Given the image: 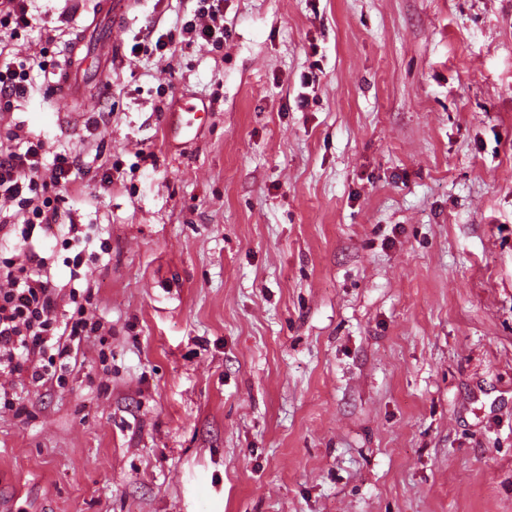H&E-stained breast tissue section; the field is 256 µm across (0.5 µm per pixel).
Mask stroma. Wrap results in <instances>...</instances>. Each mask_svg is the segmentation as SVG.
Here are the masks:
<instances>
[{
  "mask_svg": "<svg viewBox=\"0 0 512 512\" xmlns=\"http://www.w3.org/2000/svg\"><path fill=\"white\" fill-rule=\"evenodd\" d=\"M101 2L0 42L35 61L0 152L79 156L34 244L63 286L93 225L101 324L65 388L16 379L0 512H512V0H223L220 45L136 0L52 99ZM181 94L213 110L175 153ZM108 8L101 10L96 14L86 31H102L105 25L112 26V35L107 32L100 36L94 44L90 55H83L85 40L83 36L75 37L67 53L64 54L65 61L61 68L63 76L61 80L54 85L55 95L74 102H81L84 97V89L88 81L92 78H102L105 71H112V59L116 46L119 44L116 32L119 28L120 18L126 16L131 7L132 1L129 0H110ZM83 32V33H85ZM79 54L78 63L74 66L72 57ZM93 62L95 66H92Z\"/></svg>",
  "mask_w": 512,
  "mask_h": 512,
  "instance_id": "stroma-1",
  "label": "stroma"
}]
</instances>
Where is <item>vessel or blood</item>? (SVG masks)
I'll list each match as a JSON object with an SVG mask.
<instances>
[{
  "instance_id": "b4317fda",
  "label": "vessel or blood",
  "mask_w": 512,
  "mask_h": 512,
  "mask_svg": "<svg viewBox=\"0 0 512 512\" xmlns=\"http://www.w3.org/2000/svg\"><path fill=\"white\" fill-rule=\"evenodd\" d=\"M130 7V0H110L108 8L93 17L89 24L90 29L118 25L120 18L126 16ZM84 44L83 37L73 39L68 50L69 58L62 67L63 76L54 86L56 95L63 99L82 101L88 81L104 76L112 68V59L118 44L116 35L100 36L89 54L84 53Z\"/></svg>"
}]
</instances>
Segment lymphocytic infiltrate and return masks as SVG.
I'll return each mask as SVG.
<instances>
[{"instance_id": "obj_1", "label": "lymphocytic infiltrate", "mask_w": 512, "mask_h": 512, "mask_svg": "<svg viewBox=\"0 0 512 512\" xmlns=\"http://www.w3.org/2000/svg\"><path fill=\"white\" fill-rule=\"evenodd\" d=\"M183 34L215 44L224 40V14L219 0H199ZM78 160L71 153H56L44 163V144L20 141L0 156V236L19 234L27 251L26 264L7 269L0 279V376L28 375L35 384L63 386L84 342L97 336L98 322L80 304V291L70 288L72 313L59 306L60 286L41 272L46 260L34 250L33 230L49 231L58 221L53 196L68 189Z\"/></svg>"}]
</instances>
